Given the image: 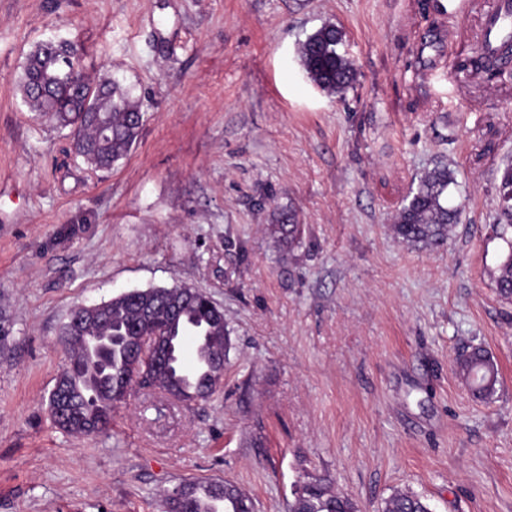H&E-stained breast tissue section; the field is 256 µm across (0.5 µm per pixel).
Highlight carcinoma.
Returning <instances> with one entry per match:
<instances>
[{
    "instance_id": "cac0c4a2",
    "label": "carcinoma",
    "mask_w": 512,
    "mask_h": 512,
    "mask_svg": "<svg viewBox=\"0 0 512 512\" xmlns=\"http://www.w3.org/2000/svg\"><path fill=\"white\" fill-rule=\"evenodd\" d=\"M342 32L334 26H324L309 35L298 49L300 62L308 78L331 95H344L355 81L352 63L337 50ZM83 69L80 57L72 56L65 48L60 54L48 55L37 46L28 55L19 86L23 102L37 117L49 116L61 129L76 128L86 142L84 154L87 169L98 172L112 169L137 143L143 121L135 119L140 105L130 88L118 80L112 81V98L100 101L102 111L86 112L87 100L99 97L98 86L88 83L82 93L67 84V73ZM36 77L44 93H30L28 79ZM454 183L448 165L441 164L422 175L409 201L399 211L393 236L400 242L438 248L448 241V226L457 223V210L448 207V187ZM499 224L496 234L506 244L507 251L496 277L499 296L512 300V164L501 175L498 203ZM270 233L278 240L293 245L300 242L304 225L292 209L282 210L276 223L269 225ZM101 318L92 320L80 333L64 324L61 336L68 354V365L57 380L63 400L69 402L70 412L62 416L54 410V398L48 406L54 425L70 435H92L108 428L117 396L125 393L132 383L135 365L143 363L139 355V337L157 331L173 335L176 328L187 325L194 330L188 336L198 337L200 352L209 363V373L195 387L186 383L189 370L184 365L173 367L166 363L152 372L157 386L170 395L189 400L193 397L210 399L221 387L224 363L230 350V338L224 322V311L215 308L201 290L192 297L180 288H148L138 301L123 293L103 303ZM112 334L118 341L112 344L111 369L101 382L96 396L87 399L86 337ZM455 368L458 376L469 386L473 396L481 401L493 398L499 384L496 363L481 348L460 353ZM203 483L186 481L178 484L166 496L167 512H203L199 492ZM214 497L224 501L222 512H252L254 502L236 485L221 480L209 482ZM290 512H360L356 501L336 492L326 479L302 475L295 483ZM429 504L420 496L397 492L384 505L383 512H428Z\"/></svg>"
}]
</instances>
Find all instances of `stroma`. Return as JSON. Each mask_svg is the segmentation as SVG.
Masks as SVG:
<instances>
[{
    "mask_svg": "<svg viewBox=\"0 0 512 512\" xmlns=\"http://www.w3.org/2000/svg\"><path fill=\"white\" fill-rule=\"evenodd\" d=\"M494 0H0V512H165L183 481L224 479L289 512L328 478L361 512L397 491L432 512H512V302L496 290L512 74L471 66ZM356 82L307 77L325 25ZM72 41L90 80L131 86L146 122L91 173L33 118L28 54ZM454 176L442 247L391 226L419 177ZM294 209L285 249L268 227ZM186 285L223 308L232 348L205 403L134 389L107 433L58 430L48 399L71 310ZM499 369L476 400L456 356Z\"/></svg>",
    "mask_w": 512,
    "mask_h": 512,
    "instance_id": "stroma-1",
    "label": "stroma"
}]
</instances>
